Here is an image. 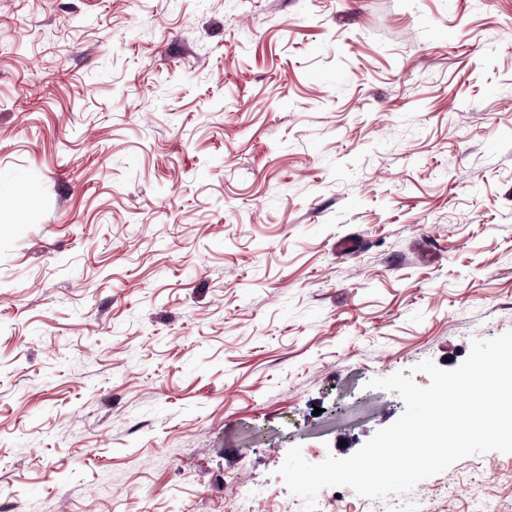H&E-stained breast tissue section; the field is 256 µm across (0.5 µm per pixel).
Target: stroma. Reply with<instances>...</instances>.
I'll list each match as a JSON object with an SVG mask.
<instances>
[{"label": "stroma", "instance_id": "35a3bbf8", "mask_svg": "<svg viewBox=\"0 0 512 512\" xmlns=\"http://www.w3.org/2000/svg\"><path fill=\"white\" fill-rule=\"evenodd\" d=\"M510 330L512 0H0V512H304Z\"/></svg>", "mask_w": 512, "mask_h": 512}]
</instances>
